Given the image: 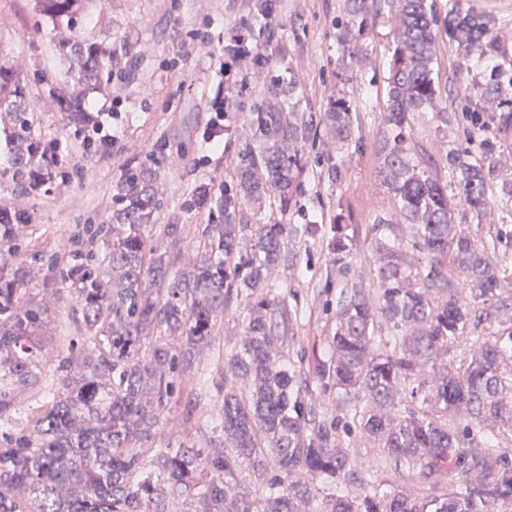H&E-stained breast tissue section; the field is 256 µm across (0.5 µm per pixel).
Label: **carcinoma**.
Wrapping results in <instances>:
<instances>
[{
    "mask_svg": "<svg viewBox=\"0 0 512 512\" xmlns=\"http://www.w3.org/2000/svg\"><path fill=\"white\" fill-rule=\"evenodd\" d=\"M96 0H36L39 12L75 28ZM377 0H347V56L370 60ZM387 76L379 173L394 217L372 227L376 287L338 289L327 347L305 365L285 359L301 310L271 279L288 252L279 224H246L244 210L288 203L309 141L291 80L273 75L248 113L250 136L222 192H192L207 224L193 249L183 225L151 243L162 201L140 166L116 186L96 250L47 265L76 288L77 354L53 364L58 390L38 417L18 421V394L39 381L36 331L48 307L26 294L21 230L0 224V512H512V277L455 223L454 203L481 216L495 178L493 153L448 144V181L414 158L411 114H440L438 35L466 60V117L486 138L512 139V52L496 19L461 0L439 14L430 0H398ZM66 75L82 93L60 95L70 122L94 120L84 93L122 64L112 47L78 33L59 45ZM15 71L0 61V126L12 167L35 177L39 143ZM323 121L336 144L355 135L356 113L336 99ZM340 261L352 236L333 225ZM424 262L415 260V253ZM248 306L243 339L224 362V402L209 446L157 445L178 373L197 363L224 312ZM376 451L372 461L367 450ZM263 481L259 497L244 470Z\"/></svg>",
    "mask_w": 512,
    "mask_h": 512,
    "instance_id": "carcinoma-1",
    "label": "carcinoma"
}]
</instances>
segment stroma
<instances>
[{
    "instance_id": "obj_1",
    "label": "stroma",
    "mask_w": 512,
    "mask_h": 512,
    "mask_svg": "<svg viewBox=\"0 0 512 512\" xmlns=\"http://www.w3.org/2000/svg\"><path fill=\"white\" fill-rule=\"evenodd\" d=\"M271 27L254 32L252 44L263 64L273 71L291 74L299 92V109L310 126L309 143L297 186L288 195L286 207L247 210L252 224H283L290 231L288 263L272 274L289 305H303L311 291H319L323 310L297 324V344L285 348L287 357L322 347V338L336 310V293L345 283L376 285L374 256L364 235L376 216L387 214L394 199L378 176L380 158L377 136L386 110L385 76L393 49L394 4L381 0L380 14L370 32V63L353 72L342 62V45L337 26L346 11V0H272ZM258 0H102L77 22L82 36L92 42L112 45L129 69L114 71L100 93L89 96L88 109L103 113L106 130L113 138L98 152L84 149L86 129L69 123L59 105L61 92L71 90L65 69L51 48L69 37L66 27L41 16L35 0H0V47L9 52L12 66L20 73L26 97L33 109L32 137L38 143L58 142L63 146L60 169L63 180H51L23 190L10 167V143L0 129V207L19 209L26 223L22 235L21 260L56 252L59 240L70 237L89 224L106 223L112 213L114 189L127 172L146 162L158 142L167 153L181 156L179 166L165 162L154 165L156 186L163 208L150 232L152 241L163 239V227L180 224L186 244H194L199 224L206 218L191 208V193L204 182L222 183L234 172L240 144L248 135L246 118L254 101L252 72L236 82L219 85L215 54L224 48V35L242 19L258 10ZM208 37L213 56L194 53L201 37ZM456 46L438 48V82L447 104V119L432 114H413L409 120L415 151L423 166L439 178H447L445 156L449 140L466 144L480 153L478 140H465L466 122ZM223 92L229 105L224 116V150L215 152L202 140L211 118V102ZM358 106L371 98L373 107L360 110L355 136L339 149H327L322 121L324 112L337 98ZM337 177H329L331 168ZM512 180V168L499 167L488 195L490 209L478 217L457 208L456 223L464 225L491 253L512 255V199L504 197L502 180ZM347 225L354 237L346 267L333 281L324 271L333 255L330 250L332 223ZM307 224L318 232L301 235ZM33 299L49 298V311L39 339L47 360L67 354L81 338L74 330L75 298L69 289L55 295L45 290V270L33 266L27 283ZM245 307L228 310L196 371L182 375L179 390L169 410L163 431L171 443L190 441L206 445L200 431L184 432L179 425L188 394H197V413L210 419L224 398L214 386L201 385L199 372L215 373L219 352H231L239 344Z\"/></svg>"
}]
</instances>
